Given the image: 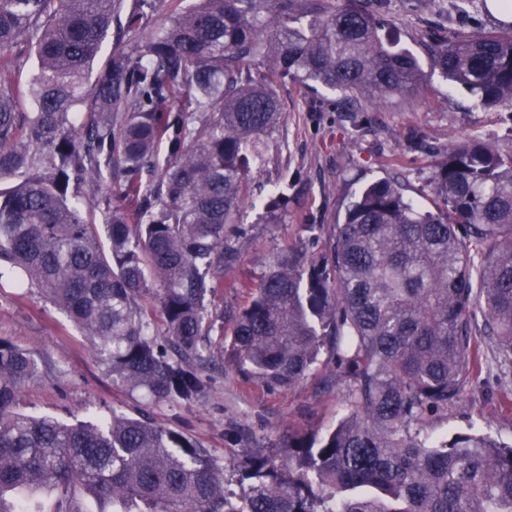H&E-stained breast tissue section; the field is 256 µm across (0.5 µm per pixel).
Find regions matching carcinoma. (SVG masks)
Listing matches in <instances>:
<instances>
[{
	"label": "carcinoma",
	"instance_id": "obj_1",
	"mask_svg": "<svg viewBox=\"0 0 512 512\" xmlns=\"http://www.w3.org/2000/svg\"><path fill=\"white\" fill-rule=\"evenodd\" d=\"M123 2L0 0V180H13L0 189V278L67 312L112 380L190 402L204 390L191 363L211 350L204 300L232 257L243 170L262 163L281 116L273 78L378 102L420 93L421 66L352 4L189 0L144 46L113 53L90 88ZM151 7L134 0L126 33ZM434 63L478 104L512 106V29L462 36ZM76 181L122 182L133 208L109 206L99 224ZM433 192L437 211H423L397 181L369 182L321 262L267 259L225 362L271 389L322 366L346 379V409L322 435L233 465L238 494L205 449L144 415L66 424L13 412L38 364L0 339V512H512V443L424 431L464 399L483 341L512 372V154L480 136L454 143Z\"/></svg>",
	"mask_w": 512,
	"mask_h": 512
}]
</instances>
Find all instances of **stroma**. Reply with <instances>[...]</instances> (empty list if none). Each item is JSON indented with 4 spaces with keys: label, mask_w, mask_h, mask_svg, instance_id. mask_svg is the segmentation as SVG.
<instances>
[{
    "label": "stroma",
    "mask_w": 512,
    "mask_h": 512,
    "mask_svg": "<svg viewBox=\"0 0 512 512\" xmlns=\"http://www.w3.org/2000/svg\"><path fill=\"white\" fill-rule=\"evenodd\" d=\"M184 7V0H156L135 40L112 36L104 42L95 71L106 68L113 52L145 45ZM378 14L419 59L425 95L396 94L372 105L325 90L313 94L287 78L275 83L282 116L264 138V165L249 172L250 202L227 237L238 259L205 300L212 344L231 330L250 286L266 270L267 256L293 249L305 260L321 261L334 224L364 183L395 179L406 197L431 210L433 165L452 142L477 134L512 154V108L480 107L467 90L449 86L431 52L463 35L498 30L500 22L483 8L462 7L461 0H384ZM0 338L33 349L39 363L40 374L21 388L15 412L72 422L144 410L155 425L183 432L208 449L220 466L247 449L282 444L288 435L325 431L344 409L346 381L325 383L319 370L293 387L270 389L245 380L219 351L195 365L205 386L198 399L153 401L113 383L69 317L37 289L16 287L8 275L0 278ZM481 353L473 393L430 417L426 428L446 437L473 430L511 443L512 406L502 395L512 389V375L500 373L489 348Z\"/></svg>",
    "instance_id": "1"
}]
</instances>
